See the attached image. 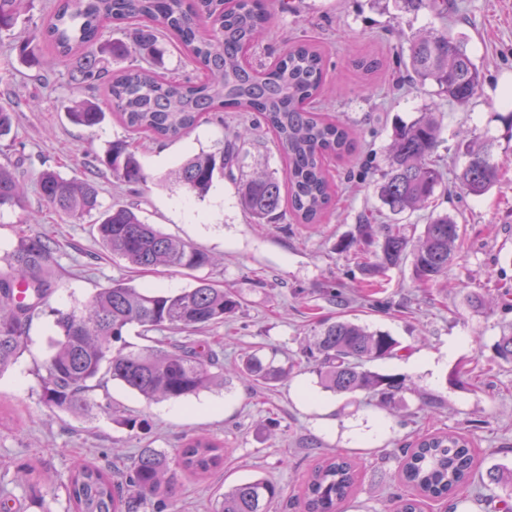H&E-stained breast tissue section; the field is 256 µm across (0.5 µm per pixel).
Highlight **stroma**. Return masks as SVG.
I'll list each match as a JSON object with an SVG mask.
<instances>
[{"instance_id":"stroma-1","label":"stroma","mask_w":512,"mask_h":512,"mask_svg":"<svg viewBox=\"0 0 512 512\" xmlns=\"http://www.w3.org/2000/svg\"><path fill=\"white\" fill-rule=\"evenodd\" d=\"M51 0H34L13 31L0 35V103L15 113L12 133L0 138V163L26 185L23 209L0 211V258L19 233L49 235L56 245L57 308L82 306L100 289L123 280L138 288L177 292L193 279L165 270L137 271L108 254L92 219L61 221L42 199L40 172L93 180L102 208L122 201L161 231L201 247L215 258L201 274L231 288L241 306L223 324L207 329L219 339L227 386L180 400L148 401L119 383L103 379L91 393L92 415L74 416L42 401L47 338L53 318L42 312L27 326V345L16 364L0 374V492L14 512H69L65 485L78 465L111 461L126 472L144 445L175 453L186 437L204 433L224 446V462L213 472L183 475L181 512H212L224 487L253 477L277 484L282 496L272 512H302L297 494L312 468L330 453L358 464L360 480L346 512H388L398 491L399 448L416 436L452 429L475 445L477 469H512V361L495 345L512 309L495 304L475 310L468 297L487 294L497 283L512 285V0H454L448 30L463 38L482 74V89L468 106L448 103L432 84L390 88L407 59L406 38L435 25L432 14H411L394 0H288L260 42L265 53L310 39L325 50L332 88L319 101L360 132L354 153L331 162L338 185L336 206L326 223L308 227L283 218L256 224L239 204L236 185L216 179L205 197L167 181L189 155L214 148L243 120L238 112H212L181 139L145 143L139 153L146 183L118 185L108 170L92 166L125 129L113 116L88 129L66 114L71 100L104 104L100 90L76 87L70 67L32 66L15 46L50 10ZM375 62L372 72L357 68ZM441 122L438 149L447 194L440 210L458 214L461 250L444 288L418 283L410 267L387 272L382 287L366 288L352 254L336 250L361 212L379 208L376 184L395 125L414 120L424 108ZM490 146L501 176L485 195L455 189L465 164L457 151L459 133ZM244 172L280 170L270 135L257 129L242 148ZM341 292L342 300L331 298ZM348 319L389 333L407 353L370 363V370L403 383L395 405H378L369 393L336 395L319 383L302 349L323 319ZM290 367L285 379L265 385L235 379L242 353ZM147 420L148 431L125 420ZM37 470L25 476L24 466ZM505 490L478 479L457 496L431 503L425 512H497Z\"/></svg>"}]
</instances>
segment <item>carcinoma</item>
Segmentation results:
<instances>
[{"label":"carcinoma","mask_w":512,"mask_h":512,"mask_svg":"<svg viewBox=\"0 0 512 512\" xmlns=\"http://www.w3.org/2000/svg\"><path fill=\"white\" fill-rule=\"evenodd\" d=\"M405 12L427 10L441 26L407 38L404 78L430 82L438 95L467 105L481 89L482 75L465 43L448 35V0H395ZM30 0H0V32L12 30ZM271 21L267 0H54L47 23L34 27L18 46L28 63L52 66L72 62L75 83L106 84L108 102L125 128L153 140L172 141L194 130L204 114L232 110L255 116L228 135L220 147L202 150L176 170V182L204 196L214 180L234 176L240 168L241 145L257 126L271 134L284 164V175L254 173L236 178L244 211L261 222L290 213L299 224H320L330 212L335 183L333 159L350 155L356 132L315 108L327 78L320 47L310 40L288 45L279 55H258L259 39ZM124 38L92 49L106 24ZM174 38L187 52L199 75L178 79L158 69V39ZM143 55L142 63L113 71L105 62ZM69 120L93 128L105 118L95 104L79 100L68 109ZM440 124L425 111L395 128L386 154V169L377 183L381 209L399 216L431 207L443 175L435 162ZM468 161L457 176L465 195H482L499 179L488 148L461 141ZM99 162L127 186L146 182L138 146L116 140ZM44 201L64 221L96 216L98 239L112 255L139 268L198 271L212 264L202 248L165 234L146 223L138 209L114 203L101 209L98 189L88 179L65 178L55 170L38 177ZM24 187L14 169L0 164V209L23 208ZM374 212L359 215L355 230L336 243L353 253L369 285L391 268L410 264L414 278L431 285L448 275L460 249V224L448 213L431 214L413 242L398 224L374 223ZM50 240L24 238L0 271V375L25 348L26 322L48 304L56 285ZM240 302L228 288L207 279L178 293L146 291L124 281L100 289L82 308L53 309L57 331L48 337L42 399L60 411L85 416L94 403L92 382L110 377L146 400H177L224 382L218 340L192 335L224 322ZM142 333L168 330L184 339L150 336L151 345L134 349L123 339L127 327ZM389 334L370 331L349 320L319 323L305 354L324 389L336 394L371 391L388 402L403 389L398 379L366 368L369 362L399 356ZM284 370L250 354L238 377L272 383ZM223 445L205 434L186 439L174 456L145 446L134 458L125 480L113 467L84 464L70 478L68 496L75 512H144L157 501L158 512H177L181 475L206 474L223 460ZM403 462L400 492L393 512H422L425 500L439 501L475 477L471 442L464 434L442 431L417 436L400 449ZM359 479L347 456L322 459L309 474L302 497L306 512H336ZM279 497L266 479H252L225 490L213 512H269Z\"/></svg>","instance_id":"cac0c4a2"}]
</instances>
